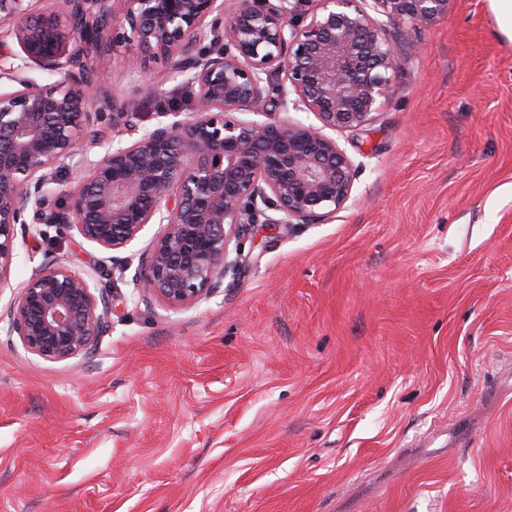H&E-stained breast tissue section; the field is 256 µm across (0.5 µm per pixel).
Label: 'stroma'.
Instances as JSON below:
<instances>
[{"label":"stroma","instance_id":"obj_1","mask_svg":"<svg viewBox=\"0 0 512 512\" xmlns=\"http://www.w3.org/2000/svg\"><path fill=\"white\" fill-rule=\"evenodd\" d=\"M412 40L381 112L335 134L348 203L254 225L207 300H138L52 224L18 240L0 314L48 259L111 311L88 358L0 335V512H512V41L489 0ZM98 63L133 122L103 140L198 107L129 48Z\"/></svg>","mask_w":512,"mask_h":512}]
</instances>
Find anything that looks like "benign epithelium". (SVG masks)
I'll return each mask as SVG.
<instances>
[{
  "mask_svg": "<svg viewBox=\"0 0 512 512\" xmlns=\"http://www.w3.org/2000/svg\"><path fill=\"white\" fill-rule=\"evenodd\" d=\"M28 2L0 0V27L11 26L21 50L0 44V283L18 238L41 224L113 254L161 224L133 284L141 300L180 311L223 287L237 264L230 243L259 216L323 224L353 194L359 166L335 138L272 115L311 112L334 131L369 124L394 93L391 30L407 43L410 31L448 17L452 0H304L309 14L297 0H62V11L37 16ZM107 42L196 87L199 112L162 107L153 128L91 153L104 116L129 125L90 62ZM32 68L64 79L37 84L24 75ZM63 170L82 179L59 208L49 186ZM109 310L88 277L51 260L32 270L0 333L41 358L72 359L93 352Z\"/></svg>",
  "mask_w": 512,
  "mask_h": 512,
  "instance_id": "7a95c632",
  "label": "benign epithelium"
}]
</instances>
